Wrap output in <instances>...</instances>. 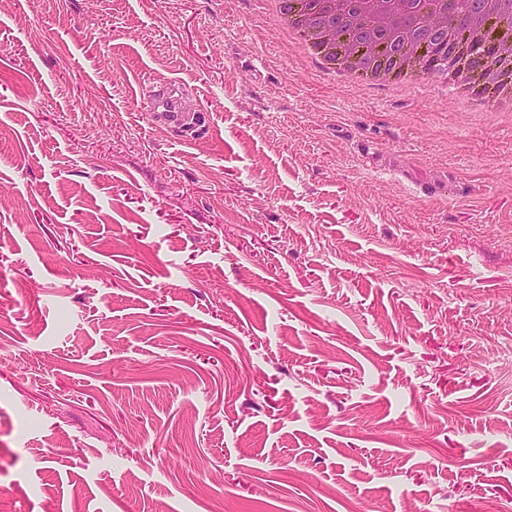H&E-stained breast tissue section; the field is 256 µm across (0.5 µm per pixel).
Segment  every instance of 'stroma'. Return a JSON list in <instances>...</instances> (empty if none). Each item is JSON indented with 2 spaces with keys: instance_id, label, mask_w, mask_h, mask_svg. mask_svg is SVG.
Masks as SVG:
<instances>
[{
  "instance_id": "obj_1",
  "label": "stroma",
  "mask_w": 512,
  "mask_h": 512,
  "mask_svg": "<svg viewBox=\"0 0 512 512\" xmlns=\"http://www.w3.org/2000/svg\"><path fill=\"white\" fill-rule=\"evenodd\" d=\"M159 507L512 512V123L270 0H0V512ZM313 3L314 2L311 1L299 0H278L275 2L277 12L290 24L288 27V35L298 40L302 51L308 56H317L321 54L322 51L316 43L309 38L307 31L301 25L294 24L292 19L293 17H299L307 13ZM147 105L153 115L157 116L165 124L172 127L185 125L189 120V114L180 112L177 100L172 92H154L147 97Z\"/></svg>"
}]
</instances>
